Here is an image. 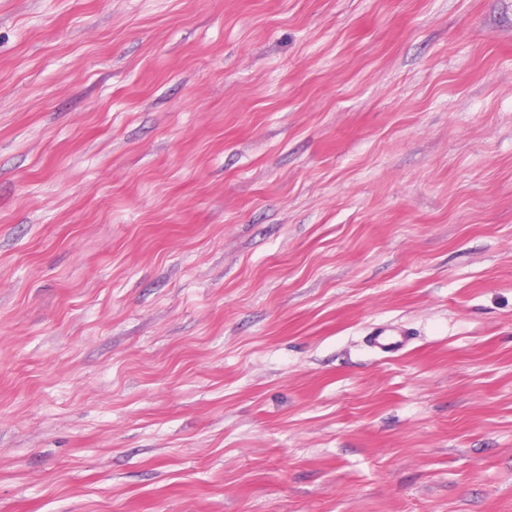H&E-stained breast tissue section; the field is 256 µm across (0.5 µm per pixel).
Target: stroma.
Masks as SVG:
<instances>
[{
  "instance_id": "stroma-1",
  "label": "stroma",
  "mask_w": 512,
  "mask_h": 512,
  "mask_svg": "<svg viewBox=\"0 0 512 512\" xmlns=\"http://www.w3.org/2000/svg\"><path fill=\"white\" fill-rule=\"evenodd\" d=\"M0 512H512V0H0Z\"/></svg>"
}]
</instances>
